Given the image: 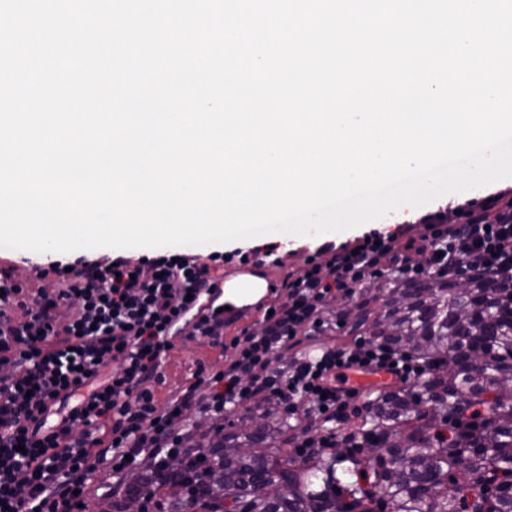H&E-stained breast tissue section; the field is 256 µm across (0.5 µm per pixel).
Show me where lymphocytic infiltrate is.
Returning <instances> with one entry per match:
<instances>
[{
	"label": "lymphocytic infiltrate",
	"mask_w": 512,
	"mask_h": 512,
	"mask_svg": "<svg viewBox=\"0 0 512 512\" xmlns=\"http://www.w3.org/2000/svg\"><path fill=\"white\" fill-rule=\"evenodd\" d=\"M232 254L103 255L39 269L50 288L23 287L0 269V512H87L92 497L119 499L155 488L179 491L183 512H212L172 461L208 454L224 440L227 416L262 403L303 414L292 436L298 455L332 448L352 408L348 374L379 369L398 387L428 369L402 350L359 339L304 345L335 330L336 300L349 301L376 277L512 278V191L466 201L417 226L376 230L351 243H323L301 273H287L271 311L238 325L204 303ZM207 339L224 359L158 404L160 368L174 331ZM153 486L138 488L142 475Z\"/></svg>",
	"instance_id": "f902f5d3"
}]
</instances>
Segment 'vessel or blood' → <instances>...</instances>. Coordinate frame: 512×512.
I'll return each instance as SVG.
<instances>
[{"label": "vessel or blood", "instance_id": "obj_1", "mask_svg": "<svg viewBox=\"0 0 512 512\" xmlns=\"http://www.w3.org/2000/svg\"><path fill=\"white\" fill-rule=\"evenodd\" d=\"M277 284L274 267L265 263L234 262L224 268V289L236 296L234 311L242 320L265 311ZM391 379V374L384 371H363L354 373L352 385L365 394L386 386Z\"/></svg>", "mask_w": 512, "mask_h": 512}]
</instances>
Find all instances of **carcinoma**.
<instances>
[{
	"label": "carcinoma",
	"mask_w": 512,
	"mask_h": 512,
	"mask_svg": "<svg viewBox=\"0 0 512 512\" xmlns=\"http://www.w3.org/2000/svg\"><path fill=\"white\" fill-rule=\"evenodd\" d=\"M345 319L352 334L432 362L413 386L379 392L356 424L378 456L297 459L288 417L256 405L224 434L214 500L226 512H512V281L389 279ZM262 483L278 495H256Z\"/></svg>",
	"instance_id": "obj_1"
}]
</instances>
